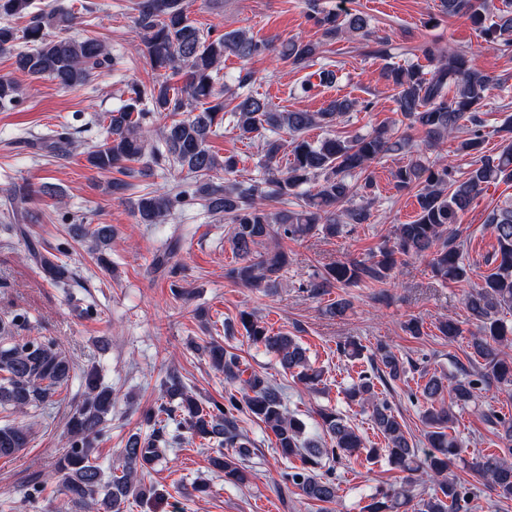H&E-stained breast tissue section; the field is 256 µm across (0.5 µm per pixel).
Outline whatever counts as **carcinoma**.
Instances as JSON below:
<instances>
[{
  "label": "carcinoma",
  "instance_id": "1",
  "mask_svg": "<svg viewBox=\"0 0 512 512\" xmlns=\"http://www.w3.org/2000/svg\"><path fill=\"white\" fill-rule=\"evenodd\" d=\"M441 6L450 16L468 17L491 47L512 54V0H441ZM187 8V0H136L134 24L141 33L140 53L155 77L147 84L128 85V98L120 108L92 120L102 137L86 152L88 166L101 174H115L106 191L128 203L138 223L164 224L188 200H198L209 216L232 225L235 262L227 269V278L247 288H269L288 267V252L269 243L277 239L299 241L318 234L336 237L345 224L369 223L379 202L370 164L401 154L406 161L394 173L396 188L416 190L415 218L396 225L393 237L376 253L332 264L303 289L318 297L334 287L383 284L396 268L399 255L427 260L433 276L443 283L467 280L466 255L451 226L461 223L473 201L489 186L512 182V118L502 126L507 137L500 150L487 155L485 120L480 116L493 90L503 87V81L475 68L464 51L435 43L423 50L428 65L394 63L382 72V78L395 91L397 110L409 127L421 129L426 147H438L466 129L457 151L472 161L463 173L449 161L439 163L412 149L408 138L386 127L352 138L330 133L309 140L308 130L332 128L339 118L356 109L371 110L373 102L343 97L318 112L278 111L251 89L252 71L239 74L232 89L225 87L220 71L228 54L247 64L258 56L276 53L292 65L306 68L320 54L321 43L293 39L276 45L242 29L204 32L189 20ZM4 16L27 18L20 31L0 22V53H14L18 69L29 76H50L61 86L87 89L98 71L116 64L101 40L68 35L77 19L71 12H56L51 5L38 6L34 0H0V18ZM309 19L327 40L347 34L367 40L372 35L369 19L360 12L341 14L316 8ZM179 75L184 76L181 85L174 82ZM335 79L333 64L325 63L306 75L296 91L306 95ZM20 98L18 84L0 77V110L16 107ZM183 112L186 117L163 126L158 138L149 140L152 119ZM226 123L240 138L258 143L259 177L248 183L226 185L214 180L213 173L230 175L238 165L236 156L221 157L209 145L210 138ZM75 134L70 124L60 123L45 133L16 136L9 144L66 157L75 148ZM172 169L189 176V189L162 187L131 197V190L136 188L133 180ZM42 196L60 197L62 190L50 182L37 187L13 185L3 208L6 230L28 240L22 223L33 222V205ZM485 223L497 242L493 268L465 295L466 311L475 326L470 348L479 367L464 372L450 387L439 376L421 373L423 383L417 385L411 398L421 397L427 404L423 420L429 428L430 450L425 456H419L403 421L376 391V382L396 381L406 373L403 358L391 348L378 346L370 357V369L361 371L345 391L350 403L370 410L372 427L386 445L381 450L367 447L343 415L332 409L320 412L330 445L308 438L305 423L287 413L279 387L255 373L244 377L247 369L241 367L238 356L209 341L199 350L222 368L227 380L239 383L236 392L228 393L223 403L215 399L200 402L187 395L179 376L168 374L162 384L161 403L144 415L152 433L144 441L138 434L128 437L118 474L104 473L93 456L112 409V389L102 385L96 367L88 369L83 376L82 400L68 424L69 449L54 468L58 491L78 512L86 508L124 512V503L150 499L156 489L142 481L141 474L165 449L180 443L181 434L170 432L173 425L232 449L211 458V465L225 477L243 482L249 442L238 431L234 412L245 409L272 432L282 457L299 460L300 465L288 467L281 479L299 488L309 500L336 501L338 485L323 471L326 464L361 454L372 462L383 451L388 462L406 476L398 485L378 488L369 496L364 512H397L413 498L416 512H468L472 488L448 477L449 463L464 460L466 452L462 441L448 433L453 423L452 407L476 402L486 387L512 391V359L505 358L503 351L512 343V324L504 320V315L512 312V201L493 208ZM79 228L82 238L95 248L104 249L112 242L110 224H81ZM31 256L52 283L66 285L72 279L67 267L39 249H31ZM20 321L16 317L0 323V409L13 413L52 403L71 371L69 359L55 340L12 335ZM239 322L247 339L273 354L282 369L300 383L310 389L321 383L322 371L310 364L307 349L295 337L270 333L251 312H241ZM437 329L450 344L462 333L459 322L451 316L439 321ZM446 392L451 396L449 405L444 401ZM487 418L508 447L477 456L469 467L498 497L512 499V412L492 409ZM32 436L22 422L0 426V458L15 456L29 446ZM420 476L433 484L432 493L414 494Z\"/></svg>",
  "mask_w": 512,
  "mask_h": 512
}]
</instances>
